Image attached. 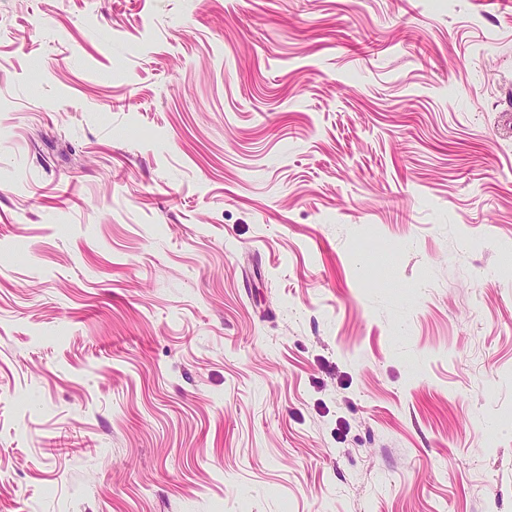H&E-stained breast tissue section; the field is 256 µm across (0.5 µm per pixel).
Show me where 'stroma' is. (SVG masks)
I'll list each match as a JSON object with an SVG mask.
<instances>
[{"label": "stroma", "mask_w": 512, "mask_h": 512, "mask_svg": "<svg viewBox=\"0 0 512 512\" xmlns=\"http://www.w3.org/2000/svg\"><path fill=\"white\" fill-rule=\"evenodd\" d=\"M512 0H0V512H512Z\"/></svg>", "instance_id": "obj_1"}]
</instances>
